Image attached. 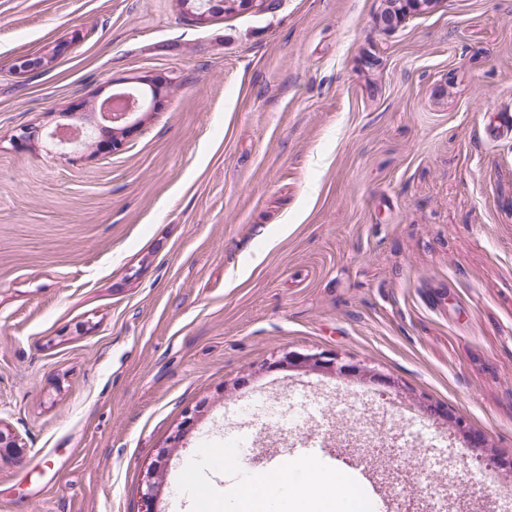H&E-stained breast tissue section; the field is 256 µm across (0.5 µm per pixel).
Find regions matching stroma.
Returning a JSON list of instances; mask_svg holds the SVG:
<instances>
[{"mask_svg":"<svg viewBox=\"0 0 512 512\" xmlns=\"http://www.w3.org/2000/svg\"><path fill=\"white\" fill-rule=\"evenodd\" d=\"M383 0H266L200 25L180 0H0V512H141L184 421L157 512H210L237 485L209 456L258 396L252 469L288 442L297 395L331 418L332 469L391 490L373 402L428 442L484 445L512 488V0H438L395 30ZM26 55L47 66L17 70ZM150 91L120 147L69 155L26 128L97 126L98 101ZM339 354L394 387L271 366ZM193 482H182L188 468ZM170 452V448H161L157 456V463L160 465L158 467L156 466L152 471L147 472L145 490L142 492L145 509L142 510V512H156L154 507L155 500L162 484L163 467L165 461L170 456Z\"/></svg>","mask_w":512,"mask_h":512,"instance_id":"obj_1","label":"stroma"}]
</instances>
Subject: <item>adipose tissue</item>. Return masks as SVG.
I'll use <instances>...</instances> for the list:
<instances>
[{"label": "adipose tissue", "instance_id": "1", "mask_svg": "<svg viewBox=\"0 0 512 512\" xmlns=\"http://www.w3.org/2000/svg\"><path fill=\"white\" fill-rule=\"evenodd\" d=\"M304 466L287 460L257 474L236 488L224 512H371L370 500L341 473L319 471L312 482L295 484V473Z\"/></svg>", "mask_w": 512, "mask_h": 512}]
</instances>
